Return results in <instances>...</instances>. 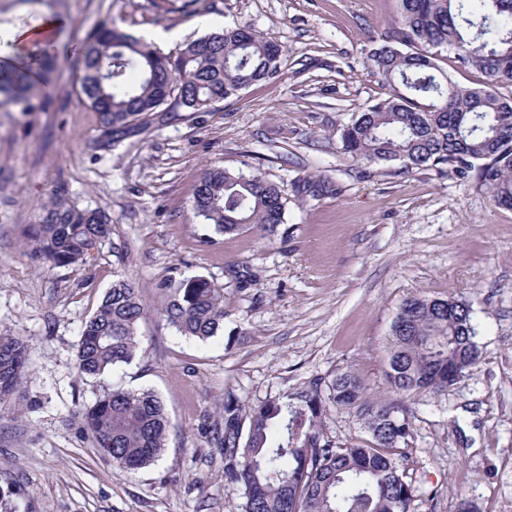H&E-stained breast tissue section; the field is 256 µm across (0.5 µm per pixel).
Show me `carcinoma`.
Returning a JSON list of instances; mask_svg holds the SVG:
<instances>
[{
  "label": "carcinoma",
  "instance_id": "1",
  "mask_svg": "<svg viewBox=\"0 0 512 512\" xmlns=\"http://www.w3.org/2000/svg\"><path fill=\"white\" fill-rule=\"evenodd\" d=\"M281 57L276 41L248 25L163 55L104 17L86 41L80 88L110 145L144 132L170 99L202 112L275 78ZM445 58L454 70H475L492 84L459 85L440 66ZM368 60L394 93L342 128L345 153L368 167L398 162L407 172H449L512 209V96L496 89L512 87V0H399L394 24ZM8 81L0 93L27 103L28 71L15 70ZM286 201L284 186L221 167L207 169L193 195L197 214L224 235L251 226L276 233ZM109 233L106 215L55 200L28 245L52 268L76 267ZM168 290L159 313L177 332L205 341L224 330L223 288L198 276ZM145 314L135 283L113 281L81 330L79 373L94 378L131 362ZM476 336L469 303L410 296L387 340L380 394L346 365L325 383L254 407L226 399L224 477L244 488L243 512H413L399 453L413 437L408 402L448 387L450 370L464 377L480 357ZM28 369L27 343L0 332V407L8 408ZM328 402L353 413L368 438L343 442L328 435ZM81 419L95 447L126 472L153 464L166 446L164 405L150 390L114 388L82 410Z\"/></svg>",
  "mask_w": 512,
  "mask_h": 512
}]
</instances>
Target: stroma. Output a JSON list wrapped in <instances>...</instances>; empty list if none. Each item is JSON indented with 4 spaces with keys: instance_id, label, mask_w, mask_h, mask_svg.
Listing matches in <instances>:
<instances>
[{
    "instance_id": "stroma-1",
    "label": "stroma",
    "mask_w": 512,
    "mask_h": 512,
    "mask_svg": "<svg viewBox=\"0 0 512 512\" xmlns=\"http://www.w3.org/2000/svg\"><path fill=\"white\" fill-rule=\"evenodd\" d=\"M397 0H0V29L65 18L48 98L0 103V331L29 348V371L0 412V512H242L216 441L227 397L254 405L351 364L377 385L386 342L412 295L471 303L481 356L448 390L410 404L404 466L414 512H512V209L475 184L346 154L341 129L387 97L368 65ZM122 31H176L171 53L234 24L283 48L278 76L207 111L166 105L163 120L113 147L79 98L77 50L102 17ZM331 192L289 198L284 231L216 233L192 207L211 166ZM111 219L75 268L30 254L29 225L51 200ZM147 309L136 357L96 378L76 367L80 329L113 280ZM202 276L224 289V330L208 340L158 314L164 281ZM115 387L164 402L161 457L129 474L83 429L79 410Z\"/></svg>"
}]
</instances>
